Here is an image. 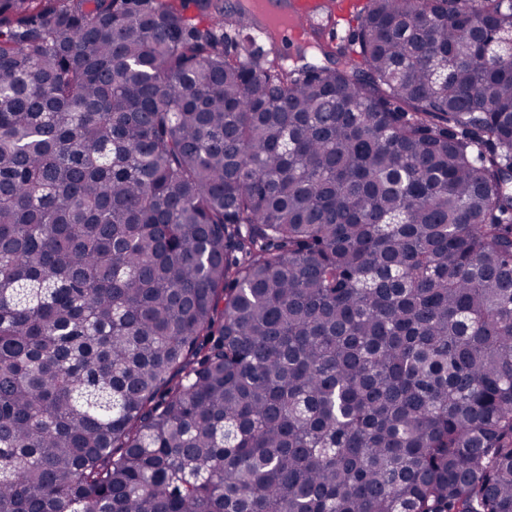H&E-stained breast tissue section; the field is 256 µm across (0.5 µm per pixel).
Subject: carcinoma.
Returning <instances> with one entry per match:
<instances>
[{
	"label": "carcinoma",
	"mask_w": 512,
	"mask_h": 512,
	"mask_svg": "<svg viewBox=\"0 0 512 512\" xmlns=\"http://www.w3.org/2000/svg\"><path fill=\"white\" fill-rule=\"evenodd\" d=\"M0 0V512H512V0ZM284 6L289 15V26L276 38L270 46L281 52V47L290 43L292 38L311 36V26L316 20L324 16L330 8L334 11L335 6L327 0H287Z\"/></svg>",
	"instance_id": "carcinoma-1"
}]
</instances>
